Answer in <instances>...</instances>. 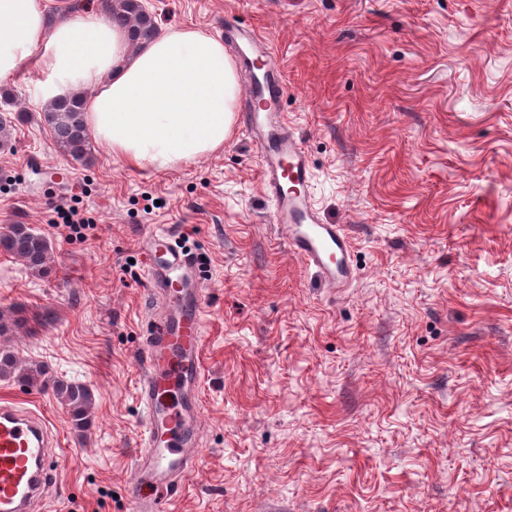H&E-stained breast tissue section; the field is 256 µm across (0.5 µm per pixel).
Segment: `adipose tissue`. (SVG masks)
<instances>
[{
	"label": "adipose tissue",
	"instance_id": "obj_1",
	"mask_svg": "<svg viewBox=\"0 0 512 512\" xmlns=\"http://www.w3.org/2000/svg\"><path fill=\"white\" fill-rule=\"evenodd\" d=\"M49 0H0V81L27 66L41 101L84 92L96 139L127 162L165 170L224 147L235 120V63L193 27L131 51L100 11L48 20Z\"/></svg>",
	"mask_w": 512,
	"mask_h": 512
}]
</instances>
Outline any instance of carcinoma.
Returning <instances> with one entry per match:
<instances>
[{"label":"carcinoma","mask_w":512,"mask_h":512,"mask_svg":"<svg viewBox=\"0 0 512 512\" xmlns=\"http://www.w3.org/2000/svg\"><path fill=\"white\" fill-rule=\"evenodd\" d=\"M105 17L127 29L131 45L140 49L152 42L160 33L155 16L145 10L142 0H104ZM82 93L50 103L43 112V121L49 127L60 152L81 159L87 154L90 132L85 121ZM0 252L21 259L25 265L40 273L50 258L48 239L27 224H12L0 233ZM13 376L27 386L42 392L50 391L68 408L74 429L82 433L89 424V409L93 403L90 388L79 382L49 377L45 370L30 364L22 367L19 358L10 349H0V378Z\"/></svg>","instance_id":"carcinoma-1"}]
</instances>
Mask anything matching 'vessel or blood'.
I'll return each mask as SVG.
<instances>
[{"label":"vessel or blood","mask_w":512,"mask_h":512,"mask_svg":"<svg viewBox=\"0 0 512 512\" xmlns=\"http://www.w3.org/2000/svg\"><path fill=\"white\" fill-rule=\"evenodd\" d=\"M225 32L245 40L253 53L241 127L260 157L272 222L324 284L346 287L355 272L350 236L343 225L322 223L314 207L304 141L280 108L287 84L276 55L254 29L229 26ZM141 249L148 297L161 301L162 310L144 338L145 367L138 383L145 409L143 442L126 492L135 512H170L195 469L200 442L203 290L194 258L171 232L143 235ZM52 439L39 412L0 405V512H34L44 499L54 460Z\"/></svg>","instance_id":"b4317fda"}]
</instances>
